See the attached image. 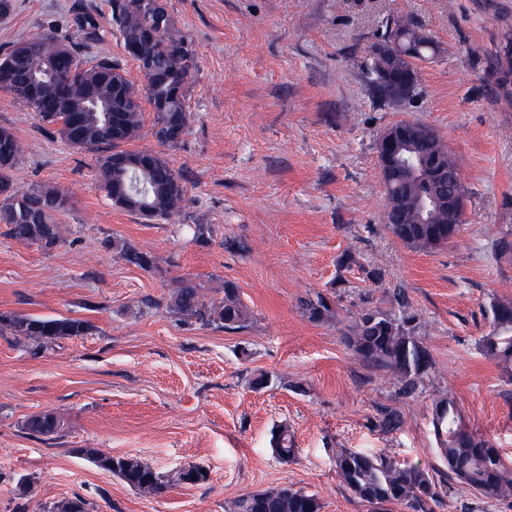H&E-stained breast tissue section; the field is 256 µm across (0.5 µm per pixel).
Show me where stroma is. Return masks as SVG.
<instances>
[{
  "mask_svg": "<svg viewBox=\"0 0 512 512\" xmlns=\"http://www.w3.org/2000/svg\"><path fill=\"white\" fill-rule=\"evenodd\" d=\"M443 54L422 63L420 94L381 105L364 63L395 0H165L198 71L187 93L185 140L133 149L162 153L186 178L179 216L148 222L114 207L97 181L96 155L43 132L0 92V126L23 147L18 188L46 184L73 202L51 251L15 241L0 224V313L91 322L83 336L36 350L0 334V512H47L81 497L88 512H229L241 494L291 485L322 512H367L342 485L338 449L435 469L434 512H512L447 476L431 425L434 397L457 402L464 426L512 461V373L477 348L484 309L512 299V80L495 66L512 0H407ZM0 15V52L50 31L74 34L76 9L100 28L111 0H12ZM402 120L431 126L455 155L467 189L460 234L430 253L407 247L380 220L385 205L376 144ZM209 225L207 243L191 227ZM128 243L154 254L145 271L123 260ZM353 263L340 266L344 252ZM192 278L221 300L235 283L250 315L227 332L184 322L166 302ZM322 292L338 305L310 321L299 300ZM418 313L433 368L415 397L359 362L342 336L366 306ZM270 379L256 390L252 380ZM397 411L400 429L377 425ZM64 422L52 437L24 429L32 415ZM288 424L297 448L275 458L271 429ZM135 456L158 472L207 470L199 485L154 495L82 456ZM31 482L20 492L17 482Z\"/></svg>",
  "mask_w": 512,
  "mask_h": 512,
  "instance_id": "35a3bbf8",
  "label": "stroma"
}]
</instances>
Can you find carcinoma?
<instances>
[{"label":"carcinoma","instance_id":"cac0c4a2","mask_svg":"<svg viewBox=\"0 0 512 512\" xmlns=\"http://www.w3.org/2000/svg\"><path fill=\"white\" fill-rule=\"evenodd\" d=\"M75 24L74 37L46 34L13 45L0 55V76L6 77L12 94L34 112L43 131L74 148L99 154L98 180L112 205L149 222L179 215L187 191L183 174L159 153L123 148L140 138L144 128L139 90L118 61L97 50L106 40V30L88 13L78 15ZM111 30L124 46H137L130 57L139 68L150 67L144 73L153 112L150 135L162 146L179 145L190 127L186 91L197 72L195 55L175 31L166 8L156 7L154 0H112ZM394 36L400 37L401 53L410 59L411 71L402 75L418 87V63L438 55L443 48L426 34L405 0L397 2L395 14L378 39ZM387 65L386 59L373 53L365 63V76L372 97L395 108L397 104L387 95ZM396 127L416 134L411 148L396 154L389 170L382 172L386 204L381 220L405 245L433 252L451 243L462 225L458 214L442 205L420 212L419 200L453 197L461 211L466 205V188L458 163L432 127L404 120ZM21 157L16 135L0 127V224L6 226L9 238L50 251L63 241L60 217L72 209V198L49 185L16 188L12 172ZM410 157L435 164L441 174L428 180L410 177L405 166ZM121 254L142 270L155 267L156 258L149 251L124 245ZM300 305L313 322H325L336 313L335 301L320 292L300 300ZM167 307L186 321L226 332L244 328L249 320L239 288L229 281L224 282V298L216 302L206 299L192 279L179 278ZM485 316L488 330L478 339V350L509 370L512 300L492 299ZM418 324L419 315L403 302L396 313L364 307L349 322L343 341L360 362L391 374L399 384V393L412 398L433 367L432 356L417 334ZM91 329L90 322L83 319L0 313V332L8 330L27 337L39 349L60 339L83 336ZM432 406L431 424L448 477L489 502L511 499L512 464L489 438L462 426L453 398L441 397ZM62 426L50 413L32 415L24 422L28 433L37 436H53ZM270 445L281 460L295 454L293 435L286 425L272 428ZM78 453L118 474L140 492L160 494L170 485L166 476L135 458L102 457L90 448H80ZM333 462L342 483L368 512H389L391 506L406 512H433L431 504L439 503L438 483L427 467L403 466L387 455L344 448L336 451ZM207 480L208 473L198 467L182 470L175 478L184 484ZM322 508L316 495L280 485L239 496L231 512H322ZM48 512H87V508L85 501L76 497L52 504Z\"/></svg>","mask_w":512,"mask_h":512}]
</instances>
